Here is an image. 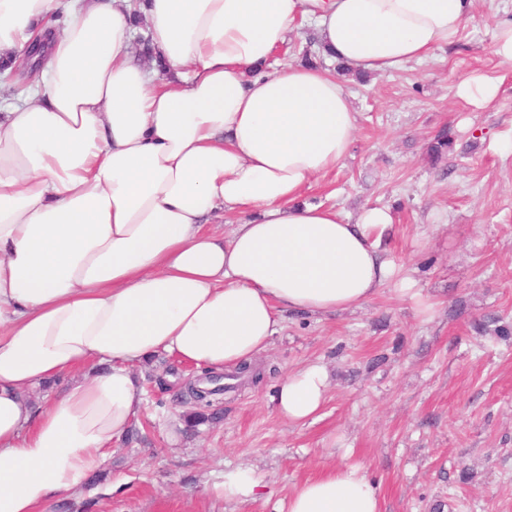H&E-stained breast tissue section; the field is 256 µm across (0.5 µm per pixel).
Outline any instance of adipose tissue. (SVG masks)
<instances>
[{"label": "adipose tissue", "instance_id": "obj_1", "mask_svg": "<svg viewBox=\"0 0 512 512\" xmlns=\"http://www.w3.org/2000/svg\"><path fill=\"white\" fill-rule=\"evenodd\" d=\"M475 0H0V61L35 36L38 82L0 109V512L79 492L143 408L139 370L220 372L268 351L287 311L361 308L394 272L388 207L303 202L350 156L357 114L316 66L269 70L297 19L321 52L386 72L451 44ZM150 24L155 78L130 60ZM236 216L229 234L207 227ZM84 377H75V370ZM70 376L61 391L33 390ZM289 422L318 418L325 366L281 376ZM283 512H380L361 467L299 483Z\"/></svg>", "mask_w": 512, "mask_h": 512}]
</instances>
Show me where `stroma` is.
Returning <instances> with one entry per match:
<instances>
[{
  "instance_id": "35a3bbf8",
  "label": "stroma",
  "mask_w": 512,
  "mask_h": 512,
  "mask_svg": "<svg viewBox=\"0 0 512 512\" xmlns=\"http://www.w3.org/2000/svg\"><path fill=\"white\" fill-rule=\"evenodd\" d=\"M506 15L512 0H477L429 60L344 80L352 155L305 198L351 218L393 209L382 245L395 272L379 294L354 311L286 314L255 363L262 379L217 396L212 420L175 444L169 429L194 410L182 387L203 371L153 358L135 433L114 446L105 480L48 512H278L297 483L344 465L362 467L381 512H512V155L498 150L512 140V65L492 52ZM474 74L503 80L488 108L455 95ZM443 129L452 146L434 162L427 146ZM492 317L507 335L475 331ZM307 363L326 367L330 390L315 421L294 424L275 385ZM231 469L260 480L253 500L213 492Z\"/></svg>"
}]
</instances>
